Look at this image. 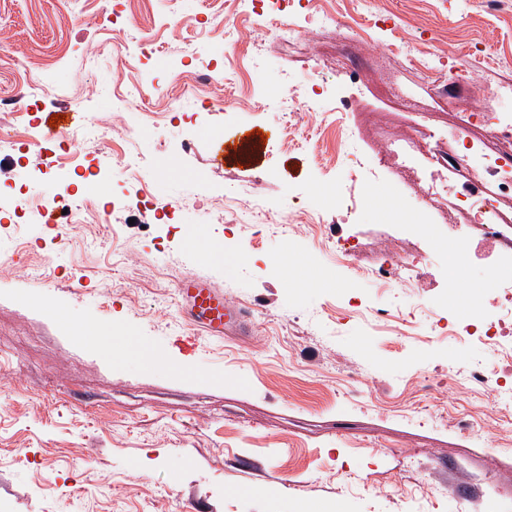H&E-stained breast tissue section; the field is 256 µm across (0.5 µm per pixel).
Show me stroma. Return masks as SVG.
Wrapping results in <instances>:
<instances>
[{
	"label": "stroma",
	"mask_w": 512,
	"mask_h": 512,
	"mask_svg": "<svg viewBox=\"0 0 512 512\" xmlns=\"http://www.w3.org/2000/svg\"><path fill=\"white\" fill-rule=\"evenodd\" d=\"M207 0H141L125 6L123 39L149 33L159 50L112 100L114 51L102 31L78 37L100 0H0V99L16 94L19 66L51 77L56 91L34 106L35 124L68 108L100 112L135 135L134 148L152 173L128 179L102 144L76 140L62 164L48 165L51 142L26 155L0 150V512H460L476 483L496 482L495 512H512V450L462 437L446 423L417 417L448 369L483 360L477 342L426 341L437 321L460 314L469 288L495 293L485 262L457 271L430 256L419 294L426 304L415 334L379 331L375 310H405L400 289H381L355 273L325 241L357 235L383 249L397 225L382 216L413 200L419 175L386 170L371 179L379 150L413 139L418 128L450 135L434 115L466 111L472 100L512 83V4L492 12L486 0H374L414 54L453 49L468 77L440 86L402 57L377 59L350 84L344 62L310 58L330 52L324 31L288 45L256 32L259 54L227 42L220 27L196 19ZM206 42L204 62L221 66L211 96L243 98L247 112H200L189 92L191 70L170 64ZM162 85L183 101L134 93ZM290 84L304 115L289 143L283 112L267 98ZM355 132L343 156L331 159L318 133L324 125ZM263 130L235 154L217 157L215 134ZM101 171L91 191L99 205L121 195L117 222L82 217L56 227L33 217L17 223L19 199L52 197L71 169ZM160 187V209L173 223L141 213L137 202ZM310 221L292 237L278 232L295 213ZM237 222H230V215ZM197 275L238 307H251L246 336L192 341L178 308L177 282ZM67 309L73 324L50 307ZM113 328L111 352L92 341ZM373 379L354 394L350 369Z\"/></svg>",
	"instance_id": "stroma-1"
}]
</instances>
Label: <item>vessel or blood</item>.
Wrapping results in <instances>:
<instances>
[{"label":"vessel or blood","instance_id":"vessel-or-blood-1","mask_svg":"<svg viewBox=\"0 0 512 512\" xmlns=\"http://www.w3.org/2000/svg\"><path fill=\"white\" fill-rule=\"evenodd\" d=\"M177 294L187 322L204 335L220 338L230 331L238 335L248 331L249 311L230 306L223 292L204 279L184 277L178 283Z\"/></svg>","mask_w":512,"mask_h":512}]
</instances>
